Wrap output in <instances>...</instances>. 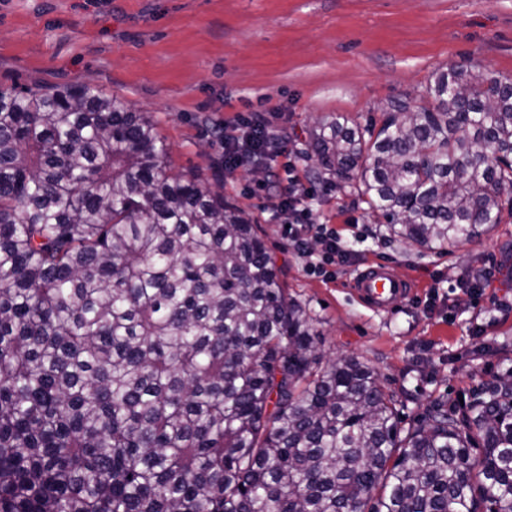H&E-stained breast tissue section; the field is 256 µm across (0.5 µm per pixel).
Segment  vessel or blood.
Segmentation results:
<instances>
[{
  "label": "vessel or blood",
  "instance_id": "obj_1",
  "mask_svg": "<svg viewBox=\"0 0 512 512\" xmlns=\"http://www.w3.org/2000/svg\"><path fill=\"white\" fill-rule=\"evenodd\" d=\"M349 288L361 304L377 315L394 313L414 293L411 280L396 276L390 266L381 262L356 271Z\"/></svg>",
  "mask_w": 512,
  "mask_h": 512
}]
</instances>
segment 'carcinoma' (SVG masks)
<instances>
[{"label":"carcinoma","instance_id":"1","mask_svg":"<svg viewBox=\"0 0 512 512\" xmlns=\"http://www.w3.org/2000/svg\"><path fill=\"white\" fill-rule=\"evenodd\" d=\"M429 102L310 132L316 177L423 249L512 192V77L458 65ZM220 181L88 86H0V512H512V371L463 421L403 427Z\"/></svg>","mask_w":512,"mask_h":512}]
</instances>
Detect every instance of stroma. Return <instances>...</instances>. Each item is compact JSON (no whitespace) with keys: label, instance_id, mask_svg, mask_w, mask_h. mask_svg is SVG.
<instances>
[{"label":"stroma","instance_id":"1","mask_svg":"<svg viewBox=\"0 0 512 512\" xmlns=\"http://www.w3.org/2000/svg\"><path fill=\"white\" fill-rule=\"evenodd\" d=\"M457 64L512 76V0H0V85L83 83L150 113L176 170L224 178V199L257 224L289 297L306 306L323 356L373 366L404 423L437 402L459 407L512 367V219L448 251L384 236L355 194L316 182L313 218L352 252L335 280L310 275L290 247L273 194L288 171L225 172L216 119L266 112L299 174L318 119L380 121L390 102L424 95ZM376 261L415 285L391 318L349 294ZM491 270L489 288L470 283Z\"/></svg>","mask_w":512,"mask_h":512}]
</instances>
